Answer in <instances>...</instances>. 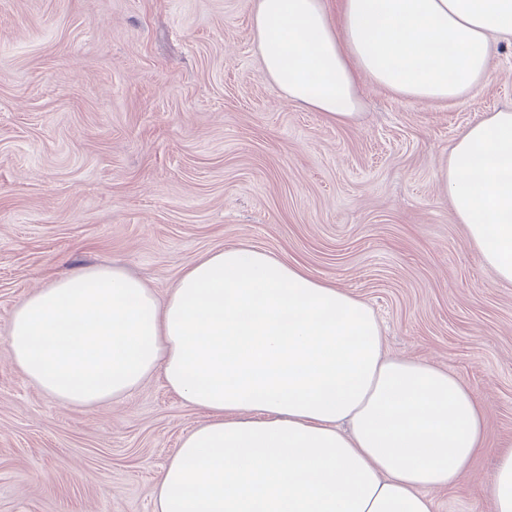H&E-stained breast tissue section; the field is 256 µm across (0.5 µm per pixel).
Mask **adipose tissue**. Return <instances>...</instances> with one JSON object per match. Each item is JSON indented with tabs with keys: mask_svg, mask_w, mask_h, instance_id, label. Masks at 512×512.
<instances>
[{
	"mask_svg": "<svg viewBox=\"0 0 512 512\" xmlns=\"http://www.w3.org/2000/svg\"><path fill=\"white\" fill-rule=\"evenodd\" d=\"M265 77L330 122L356 121L357 82L416 102L477 92L512 0H246ZM459 223L512 283V107L456 140L439 173ZM41 391L93 408L162 376L211 418L159 476L157 512H436L485 450L476 389L389 356L372 308L275 253L217 248L166 298L117 265L48 283L5 339ZM480 489L512 512V441Z\"/></svg>",
	"mask_w": 512,
	"mask_h": 512,
	"instance_id": "1",
	"label": "adipose tissue"
}]
</instances>
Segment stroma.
Masks as SVG:
<instances>
[{
  "mask_svg": "<svg viewBox=\"0 0 512 512\" xmlns=\"http://www.w3.org/2000/svg\"><path fill=\"white\" fill-rule=\"evenodd\" d=\"M350 125L261 69L244 0H0V512H156L155 487L207 414L163 378L92 409L12 362L15 305L116 263L167 296L247 243L373 309L389 354L477 387L490 448L512 435V284L436 174L469 125L512 105V47L476 94L419 104L362 79ZM480 455L438 512H492Z\"/></svg>",
  "mask_w": 512,
  "mask_h": 512,
  "instance_id": "35a3bbf8",
  "label": "stroma"
}]
</instances>
